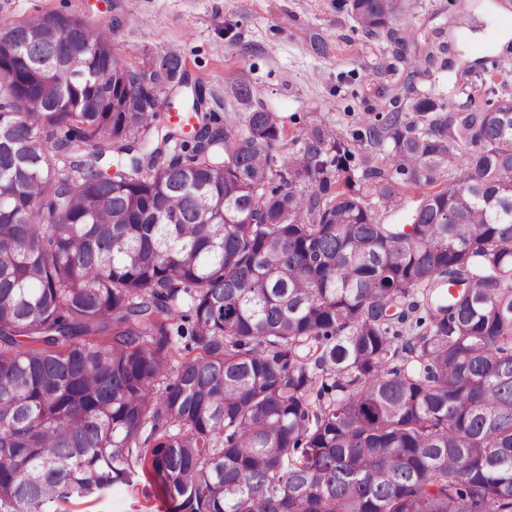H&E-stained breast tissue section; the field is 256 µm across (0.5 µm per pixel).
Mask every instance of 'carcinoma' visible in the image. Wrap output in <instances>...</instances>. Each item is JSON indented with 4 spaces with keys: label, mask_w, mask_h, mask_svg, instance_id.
<instances>
[{
    "label": "carcinoma",
    "mask_w": 512,
    "mask_h": 512,
    "mask_svg": "<svg viewBox=\"0 0 512 512\" xmlns=\"http://www.w3.org/2000/svg\"><path fill=\"white\" fill-rule=\"evenodd\" d=\"M185 77L78 17L0 23V512L138 472L171 512H512V98L280 160L274 113L187 92L181 151L145 147L143 85Z\"/></svg>",
    "instance_id": "cac0c4a2"
}]
</instances>
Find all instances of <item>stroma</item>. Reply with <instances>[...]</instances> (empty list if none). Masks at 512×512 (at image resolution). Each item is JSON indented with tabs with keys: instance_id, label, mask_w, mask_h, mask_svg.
Returning <instances> with one entry per match:
<instances>
[{
	"instance_id": "1",
	"label": "stroma",
	"mask_w": 512,
	"mask_h": 512,
	"mask_svg": "<svg viewBox=\"0 0 512 512\" xmlns=\"http://www.w3.org/2000/svg\"><path fill=\"white\" fill-rule=\"evenodd\" d=\"M388 31L365 33L350 0H0V22L48 13L82 17L112 30V44L135 68L181 55L218 120L254 108L275 113L285 155L315 126L351 136L388 113L406 111L410 94L451 107L488 106L512 97V0H406ZM251 89L240 101L238 84ZM158 484L143 477L64 512H168Z\"/></svg>"
}]
</instances>
